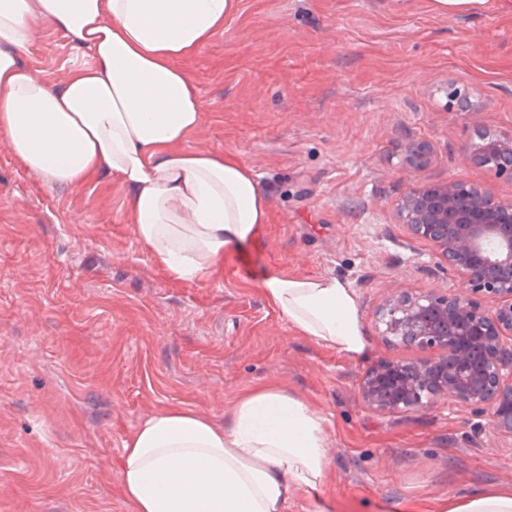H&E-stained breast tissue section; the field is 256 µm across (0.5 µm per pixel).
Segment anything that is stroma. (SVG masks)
I'll return each mask as SVG.
<instances>
[{
    "mask_svg": "<svg viewBox=\"0 0 512 512\" xmlns=\"http://www.w3.org/2000/svg\"><path fill=\"white\" fill-rule=\"evenodd\" d=\"M88 58L44 27L24 62L59 87ZM179 66L205 104L188 146L253 168L271 222L218 275L181 282L155 268L119 184L53 185L0 137V512H131L118 464L146 416L182 407L220 425L261 384L304 400L328 434L321 496L293 492L284 512H436L512 488V443L482 414L389 418L359 396L376 360L408 354L374 327L384 296L459 287L429 245L407 243L402 195L448 180L512 194L463 160L477 127L512 139V0H240ZM413 140L435 155L410 173ZM274 271L347 281L367 356L294 331L259 288Z\"/></svg>",
    "mask_w": 512,
    "mask_h": 512,
    "instance_id": "1",
    "label": "stroma"
}]
</instances>
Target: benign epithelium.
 <instances>
[{
    "label": "benign epithelium",
    "instance_id": "7a95c632",
    "mask_svg": "<svg viewBox=\"0 0 512 512\" xmlns=\"http://www.w3.org/2000/svg\"><path fill=\"white\" fill-rule=\"evenodd\" d=\"M478 137L465 161L512 182V140L481 129ZM433 155L429 142L416 141L403 165L419 171ZM397 218L410 239L433 248L438 266L458 277L462 289H399L375 309L382 340L418 356L374 363L359 385L364 407L381 416L439 402L480 410L493 435L511 441L512 199L460 180L428 184L404 194Z\"/></svg>",
    "mask_w": 512,
    "mask_h": 512
}]
</instances>
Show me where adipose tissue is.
Masks as SVG:
<instances>
[{"label":"adipose tissue","mask_w":512,"mask_h":512,"mask_svg":"<svg viewBox=\"0 0 512 512\" xmlns=\"http://www.w3.org/2000/svg\"><path fill=\"white\" fill-rule=\"evenodd\" d=\"M239 0H0V135L26 169L74 190L99 173L156 267L213 276L224 255L258 244L267 188L232 153L191 148L204 102L176 67L224 31ZM47 24L87 50L62 87L22 60ZM260 287L300 335L352 357L368 342L353 288L336 277L274 272ZM329 465L323 417L275 385L231 407L224 426L179 407L150 414L124 443L121 491L132 512H284L320 493ZM438 512H512V489L442 500Z\"/></svg>","instance_id":"adipose-tissue-1"}]
</instances>
